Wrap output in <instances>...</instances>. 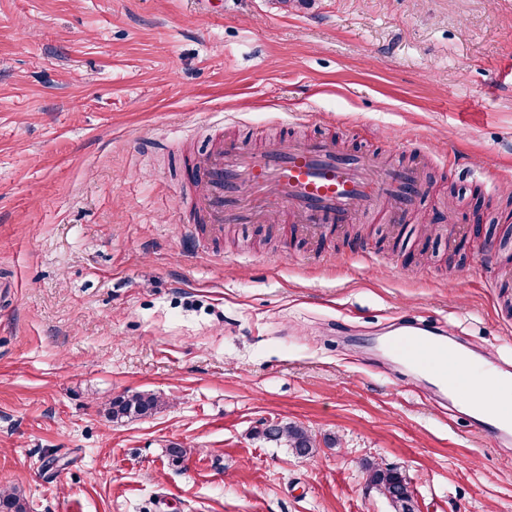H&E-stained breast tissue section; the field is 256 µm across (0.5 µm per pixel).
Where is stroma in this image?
<instances>
[{
	"label": "stroma",
	"instance_id": "1",
	"mask_svg": "<svg viewBox=\"0 0 512 512\" xmlns=\"http://www.w3.org/2000/svg\"><path fill=\"white\" fill-rule=\"evenodd\" d=\"M417 169L398 224L204 226L216 140ZM512 0H0V489L28 512H512V441L383 352L512 368ZM156 393L114 422L112 399ZM288 421L314 457L263 440ZM184 448L180 461L168 450ZM433 329L419 328L409 336H417L416 341L420 349L432 358L435 353L448 352L450 347L461 361L465 362L468 367L469 376L476 379L490 378L492 383L502 389H512V372L511 370L491 371L485 366H474L467 360L465 353L453 346H448L447 337L442 332ZM161 405V401L154 393L135 392L113 399L107 413L113 421H118L123 418L147 416L156 412ZM368 482L390 503L392 512H414L410 480L394 468L371 467Z\"/></svg>",
	"mask_w": 512,
	"mask_h": 512
}]
</instances>
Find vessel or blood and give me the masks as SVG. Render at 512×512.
I'll list each match as a JSON object with an SVG mask.
<instances>
[{"instance_id": "vessel-or-blood-1", "label": "vessel or blood", "mask_w": 512, "mask_h": 512, "mask_svg": "<svg viewBox=\"0 0 512 512\" xmlns=\"http://www.w3.org/2000/svg\"><path fill=\"white\" fill-rule=\"evenodd\" d=\"M198 178L197 206L207 223L263 224L283 214L306 230L365 219L394 223L422 190L415 169L385 168L324 139H284L259 149L221 145L199 160ZM416 341L429 355L448 349L446 336L432 328L418 329ZM468 374L512 389L511 371L473 365Z\"/></svg>"}]
</instances>
